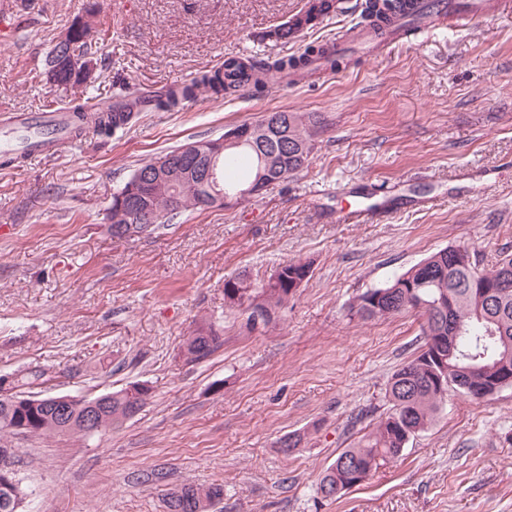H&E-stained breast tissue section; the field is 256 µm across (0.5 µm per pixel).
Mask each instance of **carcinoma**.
<instances>
[{
    "instance_id": "cac0c4a2",
    "label": "carcinoma",
    "mask_w": 512,
    "mask_h": 512,
    "mask_svg": "<svg viewBox=\"0 0 512 512\" xmlns=\"http://www.w3.org/2000/svg\"><path fill=\"white\" fill-rule=\"evenodd\" d=\"M398 8L399 0H367L363 17L385 22ZM300 33L302 30L286 21L265 31L262 38L288 43ZM316 57L326 59L333 66L338 65V59L327 47H308L298 56H283L271 61L251 59L245 62L233 57L224 60L221 68L204 72L192 82L172 87L161 95L134 96L107 106L86 99L70 107L74 132L82 133L84 123L91 122L96 135L108 137L127 125L144 106L156 111H170L195 98L202 88L224 96L257 90L306 70ZM46 66L47 80L52 83H83L65 66L55 64L52 52ZM281 116L288 121V143L282 142L280 131L270 129L263 141L254 145L246 141L224 148L218 157L217 168L222 189L230 193L245 189L257 181L262 171L266 182L277 186L304 168L313 150L314 121L298 112H283ZM150 165L147 161L137 167L112 196V214H117L121 196L130 189L139 188L138 174ZM171 167L180 170L174 185L165 184L143 198L144 205L159 214L158 221L146 228L148 232L186 212L216 207V203L210 201L208 188L188 172V163L174 157ZM469 255L471 251L466 246L440 249L395 275L384 287L363 293L351 305V311L363 320L413 310L423 319L425 340L416 355L391 375L385 393L390 404L389 412L354 446L343 449L322 473L318 492L323 498H341L336 487L351 484L355 480L354 474H369L399 458L409 440L432 425L447 401L448 392L479 398V393L454 384L457 367L477 364L493 369L501 363L512 370V291L495 298L486 310V316L478 314L482 304L479 289L500 279L512 278V254L505 255L490 270L479 268L475 262H466ZM290 271L310 273L312 264L307 261L282 263L274 274L261 282L246 274L231 276L224 280V301L230 308L244 309L248 329L256 328L258 317L267 325L288 303ZM450 322L462 326L463 332L458 335L453 356L445 362L446 373L443 374L425 352V347L429 346L431 338L448 335ZM221 345V336L213 326H201L185 340L181 355L189 363L199 362ZM47 375L46 369L15 374L14 387L21 403L7 405L0 401V448L19 434L37 438L65 434L77 438L92 437L122 425L129 419V413L139 411L151 398L148 387L133 395L125 388L112 392L111 402L97 415V427L90 431L83 427L82 408H74L68 417L61 418L56 415L53 397L24 391ZM16 488L17 495L14 496L0 487V512H19L10 503L23 504L27 493L19 484ZM223 496L224 488L220 485L185 484L166 494L164 503L167 512H209L216 500Z\"/></svg>"
}]
</instances>
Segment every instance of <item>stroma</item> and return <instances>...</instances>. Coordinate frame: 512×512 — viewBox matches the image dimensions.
<instances>
[{
  "instance_id": "1",
  "label": "stroma",
  "mask_w": 512,
  "mask_h": 512,
  "mask_svg": "<svg viewBox=\"0 0 512 512\" xmlns=\"http://www.w3.org/2000/svg\"><path fill=\"white\" fill-rule=\"evenodd\" d=\"M14 2L0 14V113L35 114L122 85L165 90L230 57L335 42L362 0L287 44L254 36L306 0ZM83 17L106 32L94 82H47L48 53ZM276 111L322 120L308 166L288 182L113 237L112 195L141 163ZM377 187L392 219L337 223V210ZM458 245L486 270L512 252V0L462 30L443 19L335 78L207 92L140 113L109 139L0 166V376L47 369L42 396L152 390L106 434L13 438L23 512H166L165 493L187 483L223 485V512H512V386L449 398L361 486L336 501L317 491L336 455L387 412L391 374L423 343L418 313L365 321L351 303ZM297 260L311 262L310 279L273 322L247 330L224 304L225 279H263ZM204 321L224 343L185 362L180 348ZM295 432L302 447L282 454Z\"/></svg>"
}]
</instances>
